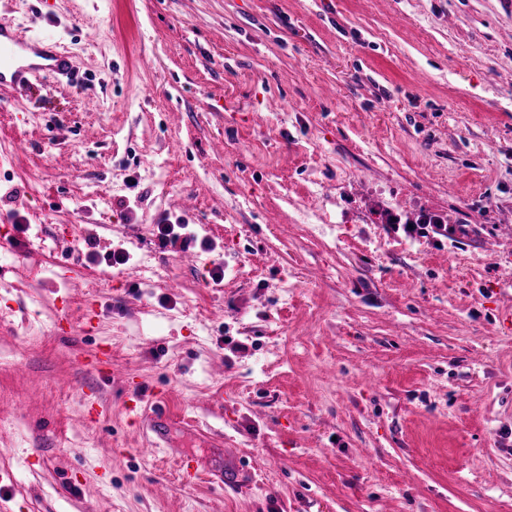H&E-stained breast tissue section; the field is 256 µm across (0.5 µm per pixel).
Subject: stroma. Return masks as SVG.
<instances>
[{
  "mask_svg": "<svg viewBox=\"0 0 512 512\" xmlns=\"http://www.w3.org/2000/svg\"><path fill=\"white\" fill-rule=\"evenodd\" d=\"M1 17L79 78L0 92V143L27 144L0 159V512H512V0ZM425 211L477 231L382 219ZM164 218L208 250L161 248ZM129 380L166 392L172 451L142 454ZM177 448L242 482L184 484ZM387 226L389 230L397 233L402 226V230L407 237L416 238H432L438 241L437 236H442L454 242L457 234L460 236H468L470 234V224H443L437 215L424 214L420 223L423 224H398L396 216L389 215L387 217ZM432 234V235H431ZM436 239V240H434ZM85 369L99 378L110 379L112 377V354L108 350L98 349L94 354L85 359Z\"/></svg>",
  "mask_w": 512,
  "mask_h": 512,
  "instance_id": "1",
  "label": "stroma"
}]
</instances>
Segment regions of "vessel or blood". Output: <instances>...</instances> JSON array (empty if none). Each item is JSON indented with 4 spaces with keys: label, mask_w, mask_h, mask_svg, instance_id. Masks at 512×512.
Returning a JSON list of instances; mask_svg holds the SVG:
<instances>
[{
    "label": "vessel or blood",
    "mask_w": 512,
    "mask_h": 512,
    "mask_svg": "<svg viewBox=\"0 0 512 512\" xmlns=\"http://www.w3.org/2000/svg\"><path fill=\"white\" fill-rule=\"evenodd\" d=\"M74 65L70 54L58 42L49 38H33L5 18L0 19V90L18 93L27 88L32 79L45 76L72 77ZM85 369L101 378L112 376V354L100 349L86 358ZM132 409L146 408V452H155L166 446L173 427L166 406L165 395H157L149 405H142L140 397L131 400ZM179 467L184 481L196 479L200 473H209L218 483H225L223 471L206 470L200 460L180 455Z\"/></svg>",
    "instance_id": "1"
}]
</instances>
